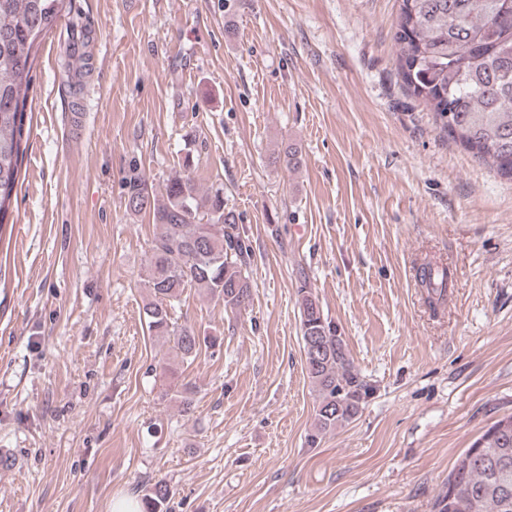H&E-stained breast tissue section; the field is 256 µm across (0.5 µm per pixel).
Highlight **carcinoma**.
<instances>
[{
    "mask_svg": "<svg viewBox=\"0 0 512 512\" xmlns=\"http://www.w3.org/2000/svg\"><path fill=\"white\" fill-rule=\"evenodd\" d=\"M72 10V0H0V228L19 182L26 152L23 126L40 47ZM397 68L406 93L429 111L435 128L512 180V0H400L393 36ZM289 170L302 163L295 143L282 150ZM191 164L169 176L161 196L147 180L126 181V208L148 213L154 236L144 306L149 333L170 344L174 361L163 370L177 375L178 364L193 362L201 339L172 321V302L187 288H199L240 309L250 300L246 268L250 248L236 216L226 209L224 189L200 192ZM418 282L433 307L448 292L446 272L431 263L419 267ZM307 376L317 393L307 443L357 419L376 387L354 364L336 325L325 317L311 289H297ZM461 457L469 468L448 483L434 512H463L462 498L476 501L475 512H512V414L497 419ZM170 485L159 479L142 495L143 512H167Z\"/></svg>",
    "mask_w": 512,
    "mask_h": 512,
    "instance_id": "obj_1",
    "label": "carcinoma"
}]
</instances>
